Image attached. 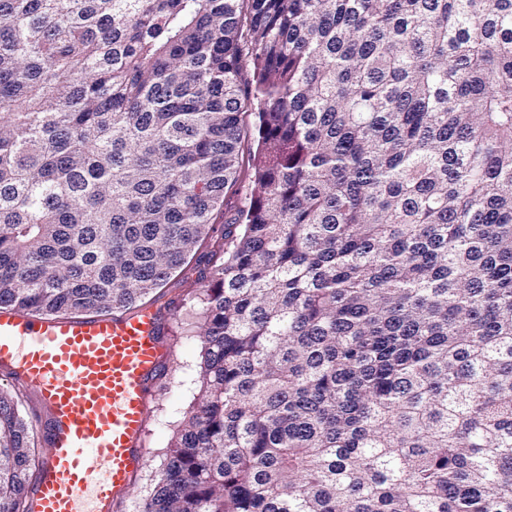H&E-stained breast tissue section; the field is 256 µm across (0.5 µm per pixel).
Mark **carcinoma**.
<instances>
[{"label":"carcinoma","instance_id":"1","mask_svg":"<svg viewBox=\"0 0 512 512\" xmlns=\"http://www.w3.org/2000/svg\"><path fill=\"white\" fill-rule=\"evenodd\" d=\"M206 238L143 512H512V0H0V307L130 309ZM31 440L0 388V512Z\"/></svg>","mask_w":512,"mask_h":512}]
</instances>
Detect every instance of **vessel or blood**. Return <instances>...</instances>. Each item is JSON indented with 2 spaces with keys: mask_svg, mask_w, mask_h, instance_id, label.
<instances>
[{
  "mask_svg": "<svg viewBox=\"0 0 512 512\" xmlns=\"http://www.w3.org/2000/svg\"><path fill=\"white\" fill-rule=\"evenodd\" d=\"M170 357L157 310L82 317L0 309V378L32 394L43 449L27 512H122L147 464Z\"/></svg>",
  "mask_w": 512,
  "mask_h": 512,
  "instance_id": "1",
  "label": "vessel or blood"
}]
</instances>
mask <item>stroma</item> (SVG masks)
<instances>
[{
  "label": "stroma",
  "mask_w": 512,
  "mask_h": 512,
  "mask_svg": "<svg viewBox=\"0 0 512 512\" xmlns=\"http://www.w3.org/2000/svg\"><path fill=\"white\" fill-rule=\"evenodd\" d=\"M216 268L213 262L189 260L170 280L165 298L158 303L163 314L165 336L173 351V362L162 375L158 400L150 412L148 463L133 486L127 512H140L166 463V450L185 412L202 400V344L198 337L189 335L188 330L200 313L194 284L199 275H213Z\"/></svg>",
  "instance_id": "stroma-1"
}]
</instances>
